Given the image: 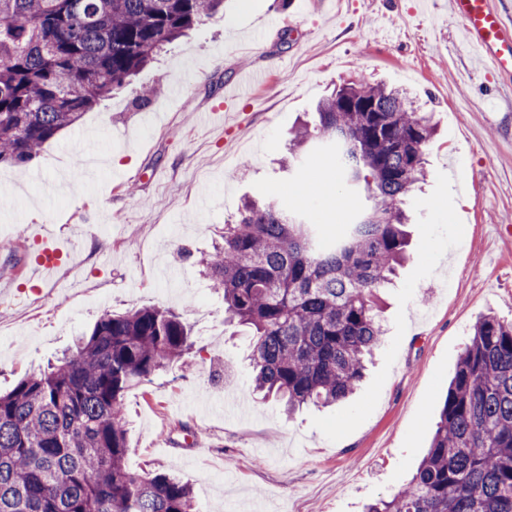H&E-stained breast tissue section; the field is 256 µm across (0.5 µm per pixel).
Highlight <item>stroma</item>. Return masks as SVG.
<instances>
[{"label":"stroma","instance_id":"obj_1","mask_svg":"<svg viewBox=\"0 0 512 512\" xmlns=\"http://www.w3.org/2000/svg\"><path fill=\"white\" fill-rule=\"evenodd\" d=\"M246 69L265 82L226 99ZM350 78L405 88L439 133L405 200L410 258L380 293L386 335L364 380L290 417L255 393L250 337L195 258L247 196L352 222L362 200L332 205L322 146L280 168L291 129ZM46 226L70 257L32 281ZM145 306L184 312L195 348L191 367L127 391L130 470L177 472L197 512H363L392 495L430 446L476 319L512 320V80L477 64L443 0H227L30 162L0 166L1 392L105 313Z\"/></svg>","mask_w":512,"mask_h":512}]
</instances>
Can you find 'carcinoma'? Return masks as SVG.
Returning <instances> with one entry per match:
<instances>
[{
  "label": "carcinoma",
  "instance_id": "cac0c4a2",
  "mask_svg": "<svg viewBox=\"0 0 512 512\" xmlns=\"http://www.w3.org/2000/svg\"><path fill=\"white\" fill-rule=\"evenodd\" d=\"M224 0H0V165L30 161ZM436 135L406 91L351 81L319 102L291 151L330 139L367 205L338 234L248 199L200 260L251 336L252 382L288 412L356 389L384 330L375 303L406 260L402 205ZM180 314L107 313L76 351L0 394V512H195L177 476L126 466L125 394L191 363ZM365 512H512V322L473 325L426 455Z\"/></svg>",
  "mask_w": 512,
  "mask_h": 512
}]
</instances>
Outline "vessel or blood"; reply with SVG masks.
Here are the masks:
<instances>
[{"mask_svg": "<svg viewBox=\"0 0 512 512\" xmlns=\"http://www.w3.org/2000/svg\"><path fill=\"white\" fill-rule=\"evenodd\" d=\"M448 9L462 24L468 43L491 70L512 76V20L495 8L492 0H448ZM62 258L63 251L55 239L44 238L37 266L50 272L58 268Z\"/></svg>", "mask_w": 512, "mask_h": 512, "instance_id": "vessel-or-blood-1", "label": "vessel or blood"}]
</instances>
